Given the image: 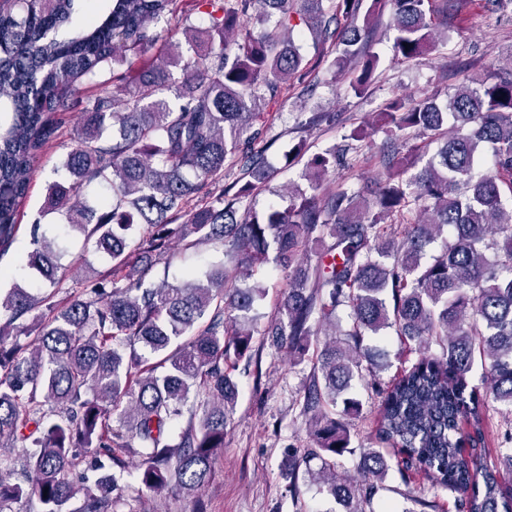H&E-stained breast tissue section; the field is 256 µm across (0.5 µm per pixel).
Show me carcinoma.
<instances>
[{
    "instance_id": "obj_1",
    "label": "carcinoma",
    "mask_w": 512,
    "mask_h": 512,
    "mask_svg": "<svg viewBox=\"0 0 512 512\" xmlns=\"http://www.w3.org/2000/svg\"><path fill=\"white\" fill-rule=\"evenodd\" d=\"M111 2L79 26L81 0H0V113L9 115L0 121V256L16 240L34 161L80 106L79 145L47 197L62 224L52 237L31 226L25 268L59 287L60 240L72 231L112 262L62 308L50 294L0 291V512L32 496L42 512H69L80 450L101 475L81 492L79 512H118L115 469L134 468L156 495H199L236 410L234 372L253 357L266 288L249 280L271 259L291 274L264 335L313 366L303 396L313 447L285 451L288 491L303 477L344 512H371L394 460L403 482L420 476L455 512H512V487L499 479L512 473V66L465 79L443 99L388 100L373 198L298 190L258 213L248 199L265 171L252 143L266 101L308 66L300 26L315 46L334 47L336 73L349 70L360 95L377 79L382 4L391 5L394 56L409 61L438 47L437 16L458 12L460 0H199L207 26L189 29L196 57L184 64L149 27L176 0ZM119 49L140 59L137 72H114L80 98L78 80L124 65ZM428 134L443 144L426 159L417 139ZM338 159L333 148L308 161L312 190ZM228 160L240 177L199 203ZM175 238L186 250L219 245L224 263L155 283ZM314 244L322 250L312 265ZM344 303L349 327L316 346ZM388 329L419 357L384 395L383 447L356 450L345 418L361 403L347 392L377 366L365 337ZM184 335L192 339L178 343ZM477 369L479 388L469 386ZM489 401L503 445L493 469L489 449L477 451ZM355 452L356 479L340 471V457Z\"/></svg>"
}]
</instances>
